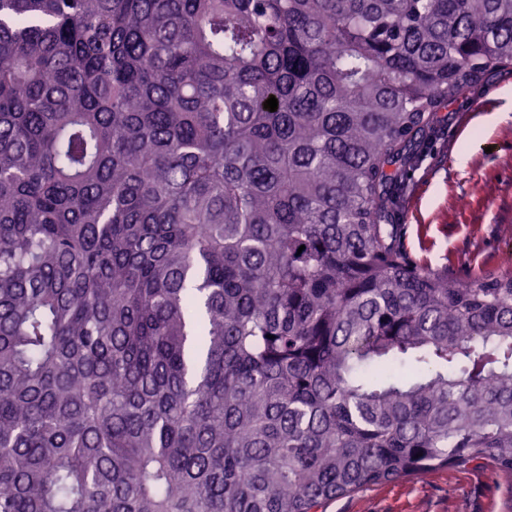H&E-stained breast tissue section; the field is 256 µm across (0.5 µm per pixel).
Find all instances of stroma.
<instances>
[{
  "mask_svg": "<svg viewBox=\"0 0 512 512\" xmlns=\"http://www.w3.org/2000/svg\"><path fill=\"white\" fill-rule=\"evenodd\" d=\"M482 98L488 108L473 113ZM445 114L399 214L406 247L463 279L474 268L512 269V66L488 73ZM323 512H512V476L444 468L366 487Z\"/></svg>",
  "mask_w": 512,
  "mask_h": 512,
  "instance_id": "stroma-1",
  "label": "stroma"
}]
</instances>
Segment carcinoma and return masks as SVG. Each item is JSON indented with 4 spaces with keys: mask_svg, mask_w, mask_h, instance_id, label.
Listing matches in <instances>:
<instances>
[{
    "mask_svg": "<svg viewBox=\"0 0 512 512\" xmlns=\"http://www.w3.org/2000/svg\"><path fill=\"white\" fill-rule=\"evenodd\" d=\"M508 65L512 0H0V512L512 474V271L396 223Z\"/></svg>",
    "mask_w": 512,
    "mask_h": 512,
    "instance_id": "carcinoma-1",
    "label": "carcinoma"
}]
</instances>
